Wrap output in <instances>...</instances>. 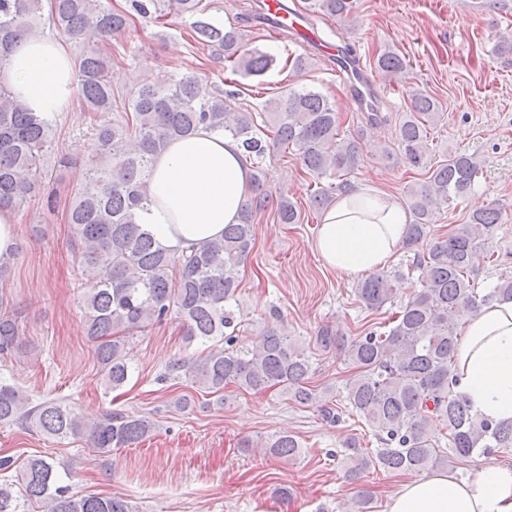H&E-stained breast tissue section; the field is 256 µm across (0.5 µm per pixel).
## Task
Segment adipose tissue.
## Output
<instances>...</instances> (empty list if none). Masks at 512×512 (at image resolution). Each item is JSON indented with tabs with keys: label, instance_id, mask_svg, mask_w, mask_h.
Here are the masks:
<instances>
[{
	"label": "adipose tissue",
	"instance_id": "obj_1",
	"mask_svg": "<svg viewBox=\"0 0 512 512\" xmlns=\"http://www.w3.org/2000/svg\"><path fill=\"white\" fill-rule=\"evenodd\" d=\"M6 81L29 111L49 117L71 103L77 88L71 55L49 36L12 47ZM250 189L239 142L201 128L154 157L143 220L158 241L179 251L237 223ZM408 222L403 204L366 182L325 210L314 248L339 274L376 270L399 251ZM452 377L474 414L512 424V300L466 316ZM389 512H512V460L489 454L464 477L441 471L407 479L391 495Z\"/></svg>",
	"mask_w": 512,
	"mask_h": 512
}]
</instances>
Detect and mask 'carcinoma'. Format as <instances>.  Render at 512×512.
<instances>
[{
	"mask_svg": "<svg viewBox=\"0 0 512 512\" xmlns=\"http://www.w3.org/2000/svg\"><path fill=\"white\" fill-rule=\"evenodd\" d=\"M357 0H305L309 16L323 15L343 22L356 19ZM193 17L206 10L202 0H130V11L112 10L103 0H51L49 25L75 39L93 44L76 61L78 94L87 112L104 115L94 127L95 148L85 161L84 181L72 190L68 221L78 228L72 250L78 269L93 288L83 301L87 336L97 342V359L108 388L122 387L132 376L130 347L134 336L174 314L183 322L187 344H206L197 356L171 361L159 380L187 378L210 394L228 385L255 392L279 388L300 405L317 407L331 423L340 420V406L327 389L309 383L310 356L288 333L272 326L251 344H237L236 298L241 267L254 248L256 215L267 208V172L263 160L277 146L293 147L303 168L330 180L310 194L320 209L332 194L352 190L348 176L362 162L354 139H340L336 104L320 92L291 90L265 104L272 119L265 133L250 112L232 107L234 91L208 90L194 77L169 73L146 78L122 96L112 86V50L97 45L120 33L133 15L155 20L169 11ZM42 0H0V70L10 64L11 46L38 35ZM196 41L224 52L232 72L260 75L273 58L246 48L242 28L224 30L197 20ZM407 66L393 49L380 53L374 68L386 80ZM121 106L118 117H110ZM438 102L419 90L410 94V112L396 128L399 155L414 168L430 172L425 184L410 190L413 221L403 248L413 253L407 268L417 273L420 288L400 304L388 320L389 330L370 331L354 340L346 356L355 374L344 387L346 406L374 431L381 447L363 451L358 437L344 443V478L357 483L371 467L387 472H421L446 461L437 451L432 427L446 429L448 446L459 458L494 449L512 448V425H496L473 415L451 387V368L461 342L463 314L498 300L512 299V276L500 275L488 288L478 287L477 262L491 260L485 245L494 237L502 208L492 204L472 213L448 234L429 237L435 212L466 196L478 183L482 165L470 155H454L429 167L428 128ZM236 139L249 159L253 189L239 223L224 234L177 253L163 246L142 214L148 211L149 178L154 155L170 141L193 134L199 127ZM55 137V120L30 112L10 87L0 82V210H18L32 190L49 177L48 157ZM282 224H297V204L282 195L277 201ZM401 270L382 269L358 283L359 300L370 310L394 304ZM20 336L16 319L0 312V356L16 350ZM323 350L338 346L336 330L318 329ZM0 423H14L29 432L64 440H85L90 448L108 453L145 441L154 430L146 416L108 410L95 419L82 416L58 400L33 403L16 386L0 379ZM242 448H263L281 460L300 454L295 436L282 433ZM56 466L45 456L16 464L0 456V512H136L119 496L77 495L60 484Z\"/></svg>",
	"mask_w": 512,
	"mask_h": 512,
	"instance_id": "carcinoma-1",
	"label": "carcinoma"
}]
</instances>
